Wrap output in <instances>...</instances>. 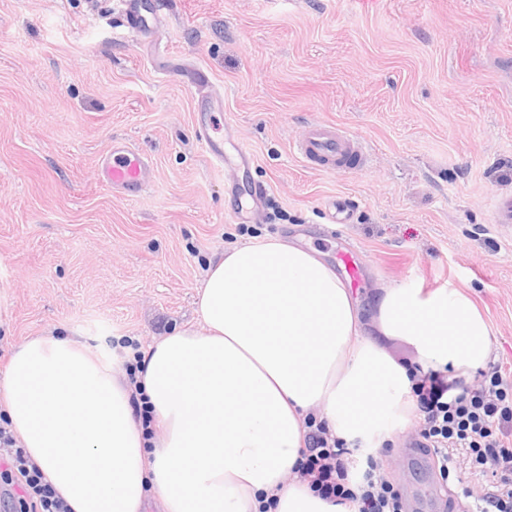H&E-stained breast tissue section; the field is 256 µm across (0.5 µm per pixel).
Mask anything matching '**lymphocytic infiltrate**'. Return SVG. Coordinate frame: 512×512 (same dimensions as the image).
Masks as SVG:
<instances>
[{
	"label": "lymphocytic infiltrate",
	"instance_id": "lymphocytic-infiltrate-1",
	"mask_svg": "<svg viewBox=\"0 0 512 512\" xmlns=\"http://www.w3.org/2000/svg\"><path fill=\"white\" fill-rule=\"evenodd\" d=\"M478 385L448 380L430 372L415 379L422 425L414 447L430 455L440 473L457 475L458 457H466L477 483L465 484L464 497L476 512H512V379L493 363ZM306 449L298 467L301 479L322 498L356 505L357 512H402V495L382 475L374 457L361 470L350 464L343 441L325 425L307 420ZM0 462L21 489L22 512H69L42 471L14 436L0 425Z\"/></svg>",
	"mask_w": 512,
	"mask_h": 512
}]
</instances>
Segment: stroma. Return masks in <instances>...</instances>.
I'll return each instance as SVG.
<instances>
[{"instance_id":"stroma-1","label":"stroma","mask_w":512,"mask_h":512,"mask_svg":"<svg viewBox=\"0 0 512 512\" xmlns=\"http://www.w3.org/2000/svg\"><path fill=\"white\" fill-rule=\"evenodd\" d=\"M224 99L221 125L256 159L266 216L230 221L226 175L194 135L191 81ZM335 124L367 149L353 170L295 154ZM152 160L147 184L113 196L99 160L114 140ZM341 198L353 217L326 220ZM512 0H171L152 39L119 0H0V374L27 337L73 334L111 354L197 324L215 254L275 235L336 261L353 244L368 308L377 284L467 293L512 375ZM414 429L376 458L404 512H466L456 479L412 456Z\"/></svg>"}]
</instances>
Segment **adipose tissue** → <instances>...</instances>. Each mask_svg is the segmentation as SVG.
Instances as JSON below:
<instances>
[{
    "instance_id": "adipose-tissue-1",
    "label": "adipose tissue",
    "mask_w": 512,
    "mask_h": 512,
    "mask_svg": "<svg viewBox=\"0 0 512 512\" xmlns=\"http://www.w3.org/2000/svg\"><path fill=\"white\" fill-rule=\"evenodd\" d=\"M370 321L335 270L268 236L225 249L197 292L199 327L144 351L146 438L116 359L52 332L28 337L0 375V413L71 512H348L296 481L305 421L375 451L417 419L410 367L470 379L490 327L455 288L381 287ZM415 354L405 366L388 351Z\"/></svg>"
}]
</instances>
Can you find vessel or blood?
<instances>
[{
  "instance_id": "vessel-or-blood-1",
  "label": "vessel or blood",
  "mask_w": 512,
  "mask_h": 512,
  "mask_svg": "<svg viewBox=\"0 0 512 512\" xmlns=\"http://www.w3.org/2000/svg\"><path fill=\"white\" fill-rule=\"evenodd\" d=\"M124 16L131 33L144 38L150 35L158 24L165 7L163 0H121ZM193 78L203 93L199 95L195 107L196 137L204 152L211 160L221 163L229 177L226 181L231 192H245L243 205L231 208L229 215L233 221L244 222L260 217L264 211L267 191L263 188H242L239 173L251 163V151L242 143L236 144L233 155L224 152L223 139L212 136L209 115L224 109L223 98L207 94L209 78L202 72H194ZM296 150L307 164L323 171L347 168L363 162L365 150L362 143L339 127L322 124L308 130L297 143ZM103 182L113 194L133 197L141 193L146 185L151 168L147 155L138 153L125 143L117 141L112 145V153L100 163ZM338 267L350 285H358L360 267L353 248H343L338 254Z\"/></svg>"
}]
</instances>
